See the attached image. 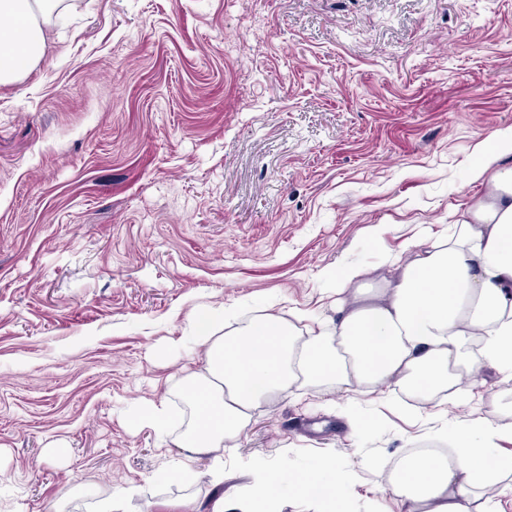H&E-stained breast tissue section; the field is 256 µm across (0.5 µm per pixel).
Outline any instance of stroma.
I'll list each match as a JSON object with an SVG mask.
<instances>
[{
  "label": "stroma",
  "mask_w": 512,
  "mask_h": 512,
  "mask_svg": "<svg viewBox=\"0 0 512 512\" xmlns=\"http://www.w3.org/2000/svg\"><path fill=\"white\" fill-rule=\"evenodd\" d=\"M46 29L0 86V512H98L116 484L148 488L125 512H210L177 444L194 308L330 317L327 268L377 275L445 230L512 127V0H62ZM477 392L404 414L357 397L356 435L324 395L270 397L224 494L251 457L307 479L324 456L373 512L411 448L512 402V379ZM160 395L165 437L134 414Z\"/></svg>",
  "instance_id": "35a3bbf8"
}]
</instances>
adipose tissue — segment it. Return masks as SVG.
Segmentation results:
<instances>
[{
	"label": "adipose tissue",
	"mask_w": 512,
	"mask_h": 512,
	"mask_svg": "<svg viewBox=\"0 0 512 512\" xmlns=\"http://www.w3.org/2000/svg\"><path fill=\"white\" fill-rule=\"evenodd\" d=\"M59 4L0 0V85L42 57L45 20ZM494 144L477 171L476 201L409 261L389 260L379 287L366 286L361 268L325 272L328 292L338 298L335 318L312 320L294 308L248 318L236 307H196L189 326L205 368L183 385L192 419L180 445L194 459H209L213 487L224 482L218 449H237L269 394L390 390L420 400L462 393L471 401L463 377L488 367L512 378V166L495 165L499 152L512 151V127L497 132ZM506 438L512 440V423L493 418L444 434L449 458L407 457L392 483L393 503L382 512H496L488 489L512 493V456L497 451ZM249 467L245 490L231 500L215 496L211 512H273L286 489L311 512H348L339 494L346 477L333 459L320 460L315 482L261 457Z\"/></svg>",
	"instance_id": "1"
}]
</instances>
